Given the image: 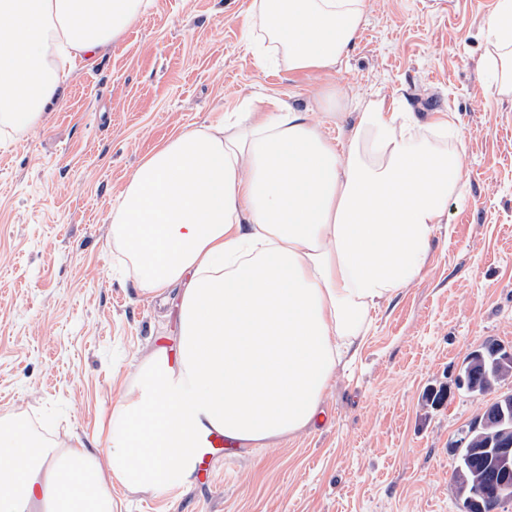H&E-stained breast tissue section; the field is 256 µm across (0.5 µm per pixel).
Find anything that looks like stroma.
Instances as JSON below:
<instances>
[{"instance_id":"stroma-1","label":"stroma","mask_w":512,"mask_h":512,"mask_svg":"<svg viewBox=\"0 0 512 512\" xmlns=\"http://www.w3.org/2000/svg\"><path fill=\"white\" fill-rule=\"evenodd\" d=\"M249 2L151 0L92 66H74L42 125L0 124V420L60 448H106L140 362L174 346L179 294L139 286L112 224L145 156L259 93L314 105L341 90L345 111L312 114L341 145L357 104L402 96L421 120L454 114L465 182L420 277L374 314L315 426L270 448L227 445L205 486L114 488L112 510L461 512L450 447L491 398L454 380L478 344L512 349V97L489 57L498 0H367L330 74L257 69ZM433 388L449 398L431 405Z\"/></svg>"}]
</instances>
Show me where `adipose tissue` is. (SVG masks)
I'll list each match as a JSON object with an SVG mask.
<instances>
[{"label": "adipose tissue", "instance_id": "adipose-tissue-1", "mask_svg": "<svg viewBox=\"0 0 512 512\" xmlns=\"http://www.w3.org/2000/svg\"><path fill=\"white\" fill-rule=\"evenodd\" d=\"M149 0H0V119L38 126L63 98L59 60L91 62ZM250 50L330 72L357 41L365 0H251ZM499 93L512 95V0L490 19ZM459 155L405 98L360 107L337 146L312 111L260 94L243 112L178 132L143 158L112 207L142 288L181 293L178 352L139 366L140 392L110 419L104 454L36 441L0 421V512H112V487L194 481L201 436L268 443L315 425L371 312L422 273L459 196Z\"/></svg>", "mask_w": 512, "mask_h": 512}]
</instances>
